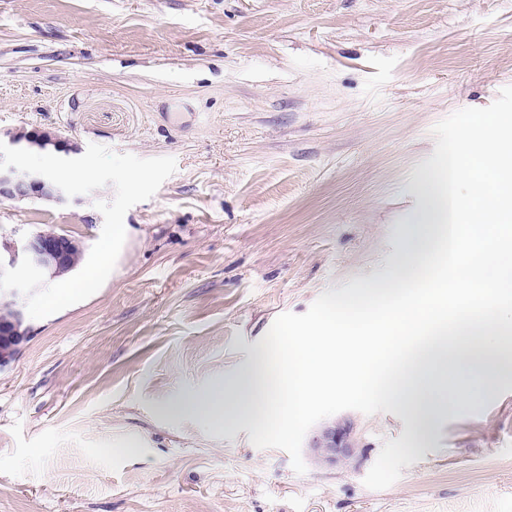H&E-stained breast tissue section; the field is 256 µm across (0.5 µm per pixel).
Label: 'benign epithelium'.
<instances>
[{
  "label": "benign epithelium",
  "instance_id": "7a95c632",
  "mask_svg": "<svg viewBox=\"0 0 512 512\" xmlns=\"http://www.w3.org/2000/svg\"><path fill=\"white\" fill-rule=\"evenodd\" d=\"M62 142L55 133L31 130L17 131L8 135V146L18 148L22 143L44 144ZM0 199L23 201L39 199L66 206L70 200L47 178L37 174H24L10 168L0 171ZM82 249L81 242L65 232L41 231L36 233L13 234L0 238V263L14 268L24 257H29L43 271L45 280L63 275L71 268L72 256ZM22 294L0 291V302L12 307L9 321H0V335L12 337L11 349L20 352L28 332L22 329L24 312L19 304ZM311 447L320 451L324 458L334 461L349 456L354 448V435L350 424L344 422L327 429L312 439Z\"/></svg>",
  "mask_w": 512,
  "mask_h": 512
}]
</instances>
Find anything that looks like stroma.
<instances>
[{
  "instance_id": "stroma-1",
  "label": "stroma",
  "mask_w": 512,
  "mask_h": 512,
  "mask_svg": "<svg viewBox=\"0 0 512 512\" xmlns=\"http://www.w3.org/2000/svg\"><path fill=\"white\" fill-rule=\"evenodd\" d=\"M512 85V0H0V134L58 133L176 172L125 217L88 299L27 319L0 368V512H512V371L418 427L345 410L305 474L250 423L169 414L245 371L284 312L399 271L432 128ZM0 201V235L64 231ZM354 435L350 424L343 422L334 428L322 431L312 439L311 447L316 448L328 461L348 457L354 446Z\"/></svg>"
}]
</instances>
